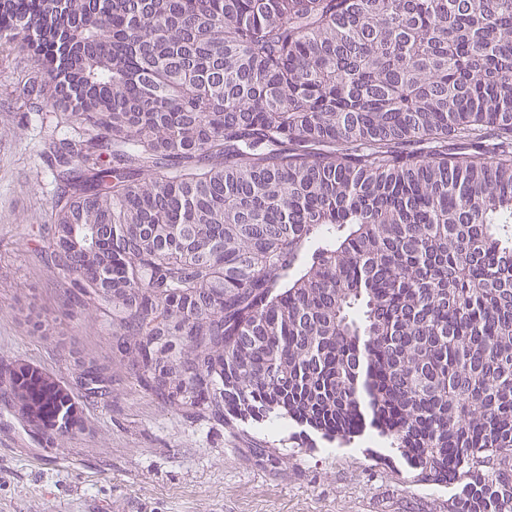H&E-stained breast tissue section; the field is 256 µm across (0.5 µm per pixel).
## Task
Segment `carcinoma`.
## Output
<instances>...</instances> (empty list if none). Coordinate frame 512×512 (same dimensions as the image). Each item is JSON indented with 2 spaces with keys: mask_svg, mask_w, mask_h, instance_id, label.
<instances>
[{
  "mask_svg": "<svg viewBox=\"0 0 512 512\" xmlns=\"http://www.w3.org/2000/svg\"><path fill=\"white\" fill-rule=\"evenodd\" d=\"M15 50L45 254L145 386L371 427L451 512H512V0H0ZM35 370L8 401L65 437Z\"/></svg>",
  "mask_w": 512,
  "mask_h": 512,
  "instance_id": "cac0c4a2",
  "label": "carcinoma"
}]
</instances>
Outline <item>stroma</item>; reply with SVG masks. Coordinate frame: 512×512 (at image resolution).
Returning a JSON list of instances; mask_svg holds the SVG:
<instances>
[{
	"mask_svg": "<svg viewBox=\"0 0 512 512\" xmlns=\"http://www.w3.org/2000/svg\"><path fill=\"white\" fill-rule=\"evenodd\" d=\"M27 64L0 55V105L15 126L0 139V512H448L455 486L415 481L397 449L307 439L288 422L227 423L142 385L116 331L42 250L50 106L17 105L10 75ZM18 360L82 400L84 427L64 447L9 406L4 372ZM84 365L107 378L105 395L85 398Z\"/></svg>",
	"mask_w": 512,
	"mask_h": 512,
	"instance_id": "obj_1",
	"label": "stroma"
}]
</instances>
